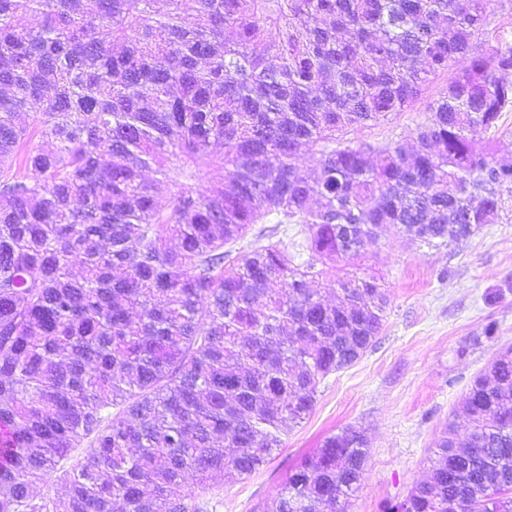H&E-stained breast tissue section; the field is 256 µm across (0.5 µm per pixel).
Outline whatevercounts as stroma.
<instances>
[{
  "label": "stroma",
  "mask_w": 512,
  "mask_h": 512,
  "mask_svg": "<svg viewBox=\"0 0 512 512\" xmlns=\"http://www.w3.org/2000/svg\"><path fill=\"white\" fill-rule=\"evenodd\" d=\"M450 79L440 74L410 108L347 129L344 140L411 144ZM334 268L340 276L374 275L386 289L389 305L376 341L320 385L312 413L275 458L225 486L218 512H262L300 459L347 425L365 430L370 457L346 512H388L427 478L434 440L448 421L462 422L474 378L512 346V224L484 225L444 248L410 241L387 226L358 260L340 258Z\"/></svg>",
  "instance_id": "stroma-1"
}]
</instances>
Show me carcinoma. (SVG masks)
I'll list each match as a JSON object with an SVG mask.
<instances>
[{
  "instance_id": "cac0c4a2",
  "label": "carcinoma",
  "mask_w": 512,
  "mask_h": 512,
  "mask_svg": "<svg viewBox=\"0 0 512 512\" xmlns=\"http://www.w3.org/2000/svg\"><path fill=\"white\" fill-rule=\"evenodd\" d=\"M94 3L0 0V512H217L381 330L378 279L337 280L328 304L318 265L386 225L437 247L512 223L486 137L512 43H473L512 0ZM459 58L412 151L338 138ZM271 220L301 225L306 261L235 247ZM462 412L466 441L446 425L389 512H512V349ZM368 456L339 429L264 512H345ZM55 474L64 494L40 495Z\"/></svg>"
}]
</instances>
